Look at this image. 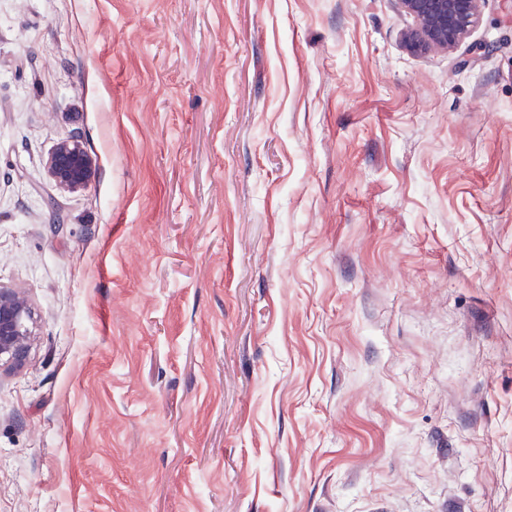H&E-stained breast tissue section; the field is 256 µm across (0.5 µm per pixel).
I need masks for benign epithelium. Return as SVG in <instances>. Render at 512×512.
<instances>
[{"label":"benign epithelium","mask_w":512,"mask_h":512,"mask_svg":"<svg viewBox=\"0 0 512 512\" xmlns=\"http://www.w3.org/2000/svg\"><path fill=\"white\" fill-rule=\"evenodd\" d=\"M483 0H399L416 21L403 39L414 52L452 51L470 34ZM48 171L64 190H77L91 177L92 159L75 136L63 138L48 160ZM34 341L33 312L20 291L0 288V366L20 367Z\"/></svg>","instance_id":"1"}]
</instances>
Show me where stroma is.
Wrapping results in <instances>:
<instances>
[{"label": "stroma", "instance_id": "1", "mask_svg": "<svg viewBox=\"0 0 512 512\" xmlns=\"http://www.w3.org/2000/svg\"><path fill=\"white\" fill-rule=\"evenodd\" d=\"M413 25L0 0V512H512V0ZM416 21L403 39L414 52L452 51L470 34L484 0H398ZM48 171L64 190H77L91 177L92 159L82 149L75 136L63 138L48 160ZM33 341L29 300L18 290L0 288V366H22Z\"/></svg>", "mask_w": 512, "mask_h": 512}]
</instances>
